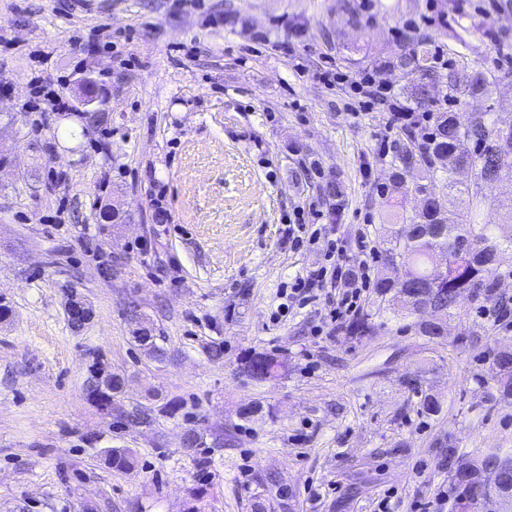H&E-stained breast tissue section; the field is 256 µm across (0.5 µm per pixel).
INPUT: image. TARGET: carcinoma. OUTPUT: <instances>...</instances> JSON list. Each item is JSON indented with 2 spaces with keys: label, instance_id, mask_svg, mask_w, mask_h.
Masks as SVG:
<instances>
[{
  "label": "carcinoma",
  "instance_id": "1",
  "mask_svg": "<svg viewBox=\"0 0 512 512\" xmlns=\"http://www.w3.org/2000/svg\"><path fill=\"white\" fill-rule=\"evenodd\" d=\"M390 66L404 71L410 84V108L429 114L430 131L419 139L411 137L399 143L393 151L395 193L419 194L423 204L409 215L398 199L386 201L384 219L391 231L381 254L382 272L374 290L381 301L397 306V315L414 319L420 335L432 339L440 335L437 327L416 319L428 306L449 317L455 314L463 295L493 308L508 306L509 298L498 289L491 255L505 244L512 247V235L500 242L496 235L498 225L484 220L486 196L456 178L448 166V157L474 172L475 185L489 186L499 165L497 148L512 152V125H500L488 111L461 120L456 113L437 108L434 100L426 97V90L436 78L433 57L419 42L402 46ZM446 79L448 92L456 101L487 95L493 84L481 70L461 77L450 69ZM413 172L419 173V178L409 186L406 175ZM464 195L468 197L467 207L455 213V218H448L447 204ZM376 317L375 313L362 312L342 326V331L351 337L369 336L384 326L375 321ZM490 357L500 391L512 395V350L505 354L495 348ZM242 364L257 382L274 380L288 369L287 361L273 353L252 354L242 359ZM425 380L422 370L406 372L400 378L407 390L422 394L421 410L437 415L441 400L424 390ZM122 384L123 379L113 376L95 385L92 394L100 405L107 406L122 393ZM455 458L456 450L450 444L444 450L443 467L448 469L455 488L453 512H474L470 491L477 487L481 474L477 470L468 474L454 471ZM485 458L500 467L503 484L512 488V454L491 452ZM109 460L120 469H130L134 464L132 453L125 448L109 450Z\"/></svg>",
  "mask_w": 512,
  "mask_h": 512
}]
</instances>
